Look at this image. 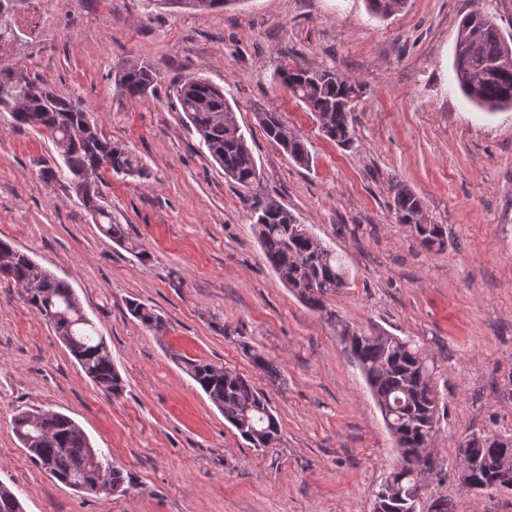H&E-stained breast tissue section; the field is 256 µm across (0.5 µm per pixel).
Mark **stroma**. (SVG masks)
Here are the masks:
<instances>
[{"label": "stroma", "instance_id": "1", "mask_svg": "<svg viewBox=\"0 0 512 512\" xmlns=\"http://www.w3.org/2000/svg\"><path fill=\"white\" fill-rule=\"evenodd\" d=\"M512 38V0H407L386 18L366 0H238L189 11L162 0H17V36L0 57L86 108L97 127L150 169L141 182L106 174L102 203L132 246L105 237L64 182L55 145L0 112V238L66 280L105 337L125 381L100 392L49 325L0 279V483L25 512H373L398 453L335 326L307 308L267 262L241 188L198 147L174 86L199 77L224 90L261 171L265 194L293 211L347 271L330 305L344 323L422 344L439 370L446 412L417 512H512V491L473 493L458 480L470 432L512 433V109L485 112L460 90L458 27L472 10ZM124 61L157 76L152 94H114ZM363 86L355 143L322 135L273 82L293 62ZM280 112L313 156L295 165L266 138L258 112ZM447 229L421 247L392 210L395 186ZM166 324L147 331L127 300ZM255 350L277 363L270 380ZM199 359L251 379L281 424L252 448L188 375ZM70 416L126 469L124 495L84 496L51 481L21 448V411Z\"/></svg>", "mask_w": 512, "mask_h": 512}]
</instances>
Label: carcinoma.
I'll return each mask as SVG.
<instances>
[{
  "mask_svg": "<svg viewBox=\"0 0 512 512\" xmlns=\"http://www.w3.org/2000/svg\"><path fill=\"white\" fill-rule=\"evenodd\" d=\"M187 8H222L230 0H170ZM374 16L388 17L406 6V0H367ZM14 0H0V46L11 42L14 30L11 12ZM454 71L463 94L486 111L512 106V44L499 35L492 17L476 9L460 22ZM274 81L286 88L312 112L322 134L348 149L355 140L351 119L352 99L362 91L354 82L330 69H312L298 64L274 73ZM116 91L124 96L144 97L156 88L157 78L141 64L124 63L115 74ZM183 112L199 136L200 146L224 169V175L243 190L250 220L263 253L279 278L311 310L333 324L341 325L340 337L357 362L367 385L395 438L400 468L392 480L380 485L374 497L383 499L385 512H411L423 490L420 472L411 459L424 456V465L437 468L430 451L441 414L437 368L418 343L370 328L355 330L341 323L328 297L347 286L346 272L336 252L325 245L285 206L258 191L260 172L244 131L224 97V90L207 79L187 78L174 91ZM0 112L11 113L19 127L38 130L59 149L65 169L41 170L49 183L62 175L81 205L113 242L124 244L129 233L112 222V212L100 203L102 173L149 179L150 171L127 146L112 141L98 130L90 114L71 100L59 96L46 81L30 75L24 67L0 61ZM267 139L301 167L313 162L306 139L288 127L280 113H258ZM397 223L408 225L420 245L429 250L445 247L442 224L420 223L423 204L407 188L394 194ZM0 277L22 288L25 303L49 324L86 375L107 397L117 399L125 383L112 363L105 338L86 316L74 289L55 277L9 240L0 239ZM128 313L146 329H166L163 320L144 304L130 300ZM253 365L267 377L280 374L276 363L257 351L243 347ZM187 373L209 400L224 414V420L254 448H266L279 438L280 423L270 413L269 402L246 377L203 360H183ZM12 430L32 462L51 479L83 494L127 493L124 468L112 464L101 448L89 442L83 429L69 416L56 412L34 415L22 411L12 419ZM463 462L477 470L459 476L471 486L474 479L491 486L502 474L512 477V435L471 433L458 445ZM0 512H25L21 498L0 484Z\"/></svg>",
  "mask_w": 512,
  "mask_h": 512,
  "instance_id": "obj_1",
  "label": "carcinoma"
}]
</instances>
